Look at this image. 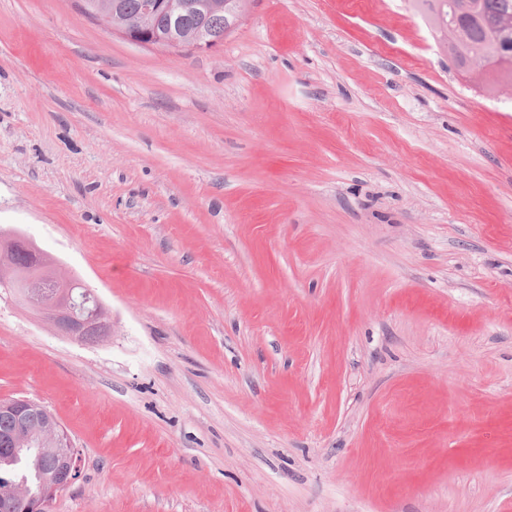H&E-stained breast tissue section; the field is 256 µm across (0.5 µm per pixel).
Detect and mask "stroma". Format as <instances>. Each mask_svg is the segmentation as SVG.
Returning <instances> with one entry per match:
<instances>
[{"instance_id": "1", "label": "stroma", "mask_w": 512, "mask_h": 512, "mask_svg": "<svg viewBox=\"0 0 512 512\" xmlns=\"http://www.w3.org/2000/svg\"><path fill=\"white\" fill-rule=\"evenodd\" d=\"M0 399L82 457L51 512H512V91L416 0H248L205 53L0 0ZM0 249L3 265L12 272L29 268L27 279L22 283L23 297L30 307L46 313L56 329L65 336H109L111 325L103 319L101 303L95 293L85 289L77 293L60 279L49 266L52 261L21 234H5L0 231ZM21 250L25 258L18 257ZM52 307L45 311L43 305Z\"/></svg>"}]
</instances>
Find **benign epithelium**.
I'll use <instances>...</instances> for the list:
<instances>
[{"instance_id":"obj_1","label":"benign epithelium","mask_w":512,"mask_h":512,"mask_svg":"<svg viewBox=\"0 0 512 512\" xmlns=\"http://www.w3.org/2000/svg\"><path fill=\"white\" fill-rule=\"evenodd\" d=\"M243 0H209L208 10H224L240 16ZM183 6L172 0H144L133 15H121L116 20L107 16L101 24L110 32L120 33L127 41L141 46L159 47L170 52L189 48L208 52L214 48L213 40L199 18L195 30L179 33V18ZM499 58H512V17L504 18L490 33ZM0 249L4 263L10 270L28 269L22 283L23 297L30 307L43 310L44 303L51 304L47 315L56 329L65 336H108L111 325L103 319L101 303L95 293H81L60 279L52 270V261L24 236L0 231ZM0 413L12 419L9 438L10 450L37 447L36 453L48 451L52 464L40 477L42 494L35 496L24 487L9 489V500L19 512H48L52 500L74 485L81 475V459L69 435L62 429L54 415L42 404L29 399L0 400Z\"/></svg>"}]
</instances>
